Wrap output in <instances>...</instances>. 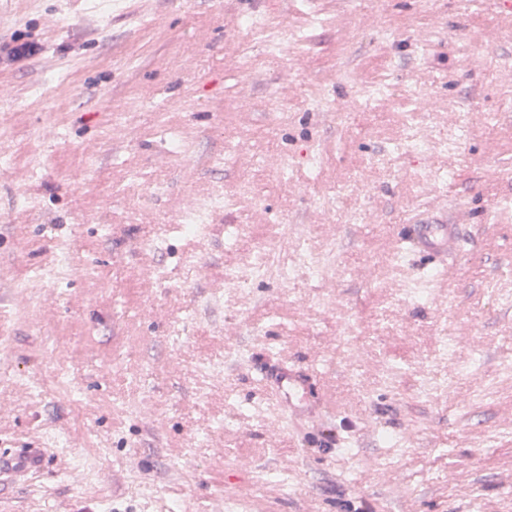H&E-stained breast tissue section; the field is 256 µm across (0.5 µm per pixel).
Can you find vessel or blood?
<instances>
[{
	"mask_svg": "<svg viewBox=\"0 0 512 512\" xmlns=\"http://www.w3.org/2000/svg\"><path fill=\"white\" fill-rule=\"evenodd\" d=\"M472 222L468 209L450 211L441 207L411 217L402 225L398 242L417 255L427 258L441 275L455 272L454 263L462 254L464 236ZM263 379L276 392L275 405L286 423L317 413L318 405L311 399L312 378L290 364L264 370ZM45 463L40 448L25 444L0 454V487L27 480Z\"/></svg>",
	"mask_w": 512,
	"mask_h": 512,
	"instance_id": "b4317fda",
	"label": "vessel or blood"
}]
</instances>
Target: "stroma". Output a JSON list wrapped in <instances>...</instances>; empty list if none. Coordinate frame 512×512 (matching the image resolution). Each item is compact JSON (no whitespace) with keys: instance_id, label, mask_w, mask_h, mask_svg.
Segmentation results:
<instances>
[{"instance_id":"stroma-1","label":"stroma","mask_w":512,"mask_h":512,"mask_svg":"<svg viewBox=\"0 0 512 512\" xmlns=\"http://www.w3.org/2000/svg\"><path fill=\"white\" fill-rule=\"evenodd\" d=\"M0 43V451L35 436L46 461L0 512H512L493 0H0ZM406 128L425 153L395 150ZM438 194L474 216L447 285L393 247ZM62 247L59 283L33 278ZM264 252L292 280L240 295ZM284 356L320 374L339 444L314 448V420L274 432L251 365Z\"/></svg>"}]
</instances>
